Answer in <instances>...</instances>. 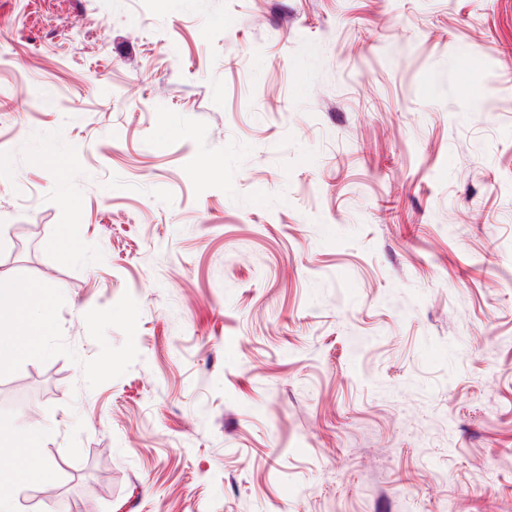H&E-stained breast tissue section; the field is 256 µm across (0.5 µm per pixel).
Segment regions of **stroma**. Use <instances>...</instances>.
<instances>
[{"label":"stroma","instance_id":"stroma-1","mask_svg":"<svg viewBox=\"0 0 512 512\" xmlns=\"http://www.w3.org/2000/svg\"><path fill=\"white\" fill-rule=\"evenodd\" d=\"M166 2L0 0L19 512H512V0Z\"/></svg>","mask_w":512,"mask_h":512}]
</instances>
